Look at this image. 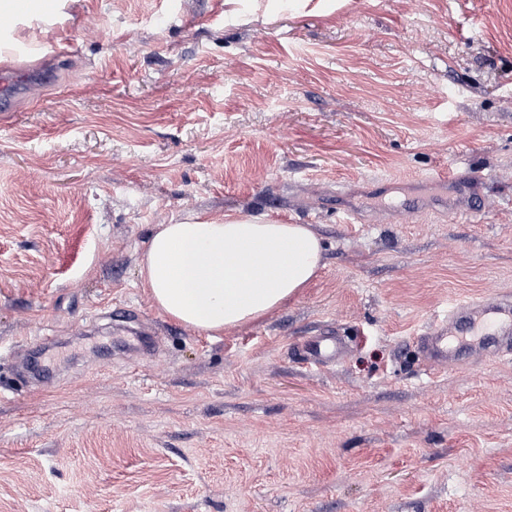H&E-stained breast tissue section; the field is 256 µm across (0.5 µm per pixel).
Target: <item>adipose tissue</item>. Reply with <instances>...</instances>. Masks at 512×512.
Masks as SVG:
<instances>
[{
  "instance_id": "adipose-tissue-1",
  "label": "adipose tissue",
  "mask_w": 512,
  "mask_h": 512,
  "mask_svg": "<svg viewBox=\"0 0 512 512\" xmlns=\"http://www.w3.org/2000/svg\"><path fill=\"white\" fill-rule=\"evenodd\" d=\"M323 257L307 224L185 220L156 226L138 275L168 318L215 335L279 309L312 282Z\"/></svg>"
}]
</instances>
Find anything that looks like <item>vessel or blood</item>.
I'll return each instance as SVG.
<instances>
[{
  "instance_id": "1",
  "label": "vessel or blood",
  "mask_w": 512,
  "mask_h": 512,
  "mask_svg": "<svg viewBox=\"0 0 512 512\" xmlns=\"http://www.w3.org/2000/svg\"><path fill=\"white\" fill-rule=\"evenodd\" d=\"M31 51L20 45L14 50L11 82L0 87V110L10 111L30 69ZM422 367L430 374L448 371L476 358L496 361L512 355V295L496 293L449 302L448 309L415 336ZM347 346L335 336H314L303 345V364L321 371L338 366Z\"/></svg>"
}]
</instances>
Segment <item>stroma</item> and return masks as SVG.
<instances>
[{"mask_svg":"<svg viewBox=\"0 0 512 512\" xmlns=\"http://www.w3.org/2000/svg\"><path fill=\"white\" fill-rule=\"evenodd\" d=\"M14 38L0 512H512V357L429 376L413 342L512 293V0H63ZM442 169L487 175L478 209ZM226 214L311 225L324 265L211 336L138 261ZM118 307L153 322L134 366ZM326 332L352 352L308 373ZM31 51L27 46L19 45L14 49L15 64L10 72L14 74L11 82L5 83L0 93V107L2 111L11 110V102L15 94L22 89L25 77L30 70L29 58Z\"/></svg>","mask_w":512,"mask_h":512,"instance_id":"35a3bbf8","label":"stroma"}]
</instances>
